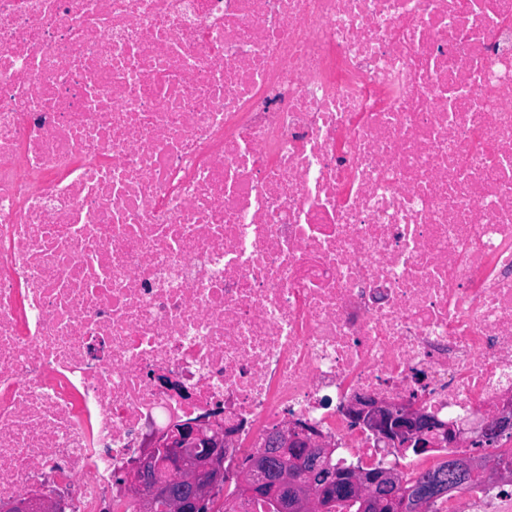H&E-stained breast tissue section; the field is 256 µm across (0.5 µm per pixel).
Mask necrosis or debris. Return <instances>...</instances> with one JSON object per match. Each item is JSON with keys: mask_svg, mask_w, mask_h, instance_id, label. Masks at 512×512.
I'll list each match as a JSON object with an SVG mask.
<instances>
[{"mask_svg": "<svg viewBox=\"0 0 512 512\" xmlns=\"http://www.w3.org/2000/svg\"><path fill=\"white\" fill-rule=\"evenodd\" d=\"M356 392L512 401V0H0V503L183 421L413 477Z\"/></svg>", "mask_w": 512, "mask_h": 512, "instance_id": "4bbe7bcc", "label": "necrosis or debris"}]
</instances>
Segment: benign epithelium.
<instances>
[{
	"label": "benign epithelium",
	"mask_w": 512,
	"mask_h": 512,
	"mask_svg": "<svg viewBox=\"0 0 512 512\" xmlns=\"http://www.w3.org/2000/svg\"><path fill=\"white\" fill-rule=\"evenodd\" d=\"M346 413L357 428H365L389 448L419 450L433 447L442 437L460 447L476 440H465L462 431L432 418L426 411L408 403H395L377 395L359 394L346 406ZM512 434V410L506 408L482 428L480 440L498 441ZM224 426L202 428L194 422L170 426L148 439L147 448L131 463L119 482L135 492L141 512H204L210 508L217 490L224 485ZM276 458L284 466L275 468L267 454H257L238 474V484L246 494L274 503L279 512H325L321 494L336 488L344 496L362 503L364 512H405L406 500L397 492L385 496L399 484L401 474L394 468L374 471L352 469L348 480L329 464L332 449L316 432L287 423L272 436ZM456 480L480 474L488 484L512 485V472L499 458L477 450L456 458L450 466ZM8 512H56L54 502L18 497L6 507Z\"/></svg>",
	"instance_id": "benign-epithelium-1"
}]
</instances>
